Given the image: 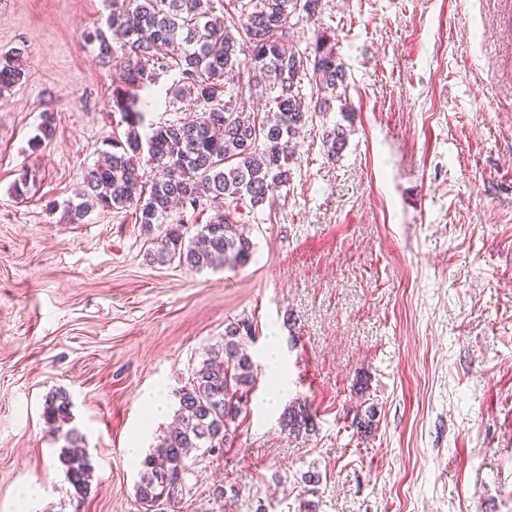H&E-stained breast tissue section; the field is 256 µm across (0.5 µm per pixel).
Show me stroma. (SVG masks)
<instances>
[{"mask_svg":"<svg viewBox=\"0 0 512 512\" xmlns=\"http://www.w3.org/2000/svg\"><path fill=\"white\" fill-rule=\"evenodd\" d=\"M108 14L0 5V53L24 69L0 94V512L73 510L43 418L59 389L95 465L82 512H139L128 444L157 445L241 318L258 382L232 446L189 459L178 512H512V0H329L297 19L294 43L328 36L345 65L349 142L333 162L304 129L273 205L237 211L249 264L202 271L154 260L164 225L63 219L125 130L120 75L84 41ZM272 339L288 392L270 409ZM297 402L315 428L293 435ZM220 485L234 494L214 498Z\"/></svg>","mask_w":512,"mask_h":512,"instance_id":"35a3bbf8","label":"stroma"}]
</instances>
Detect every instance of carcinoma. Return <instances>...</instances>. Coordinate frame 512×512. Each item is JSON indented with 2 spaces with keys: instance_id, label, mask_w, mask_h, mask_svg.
I'll return each instance as SVG.
<instances>
[{
  "instance_id": "1",
  "label": "carcinoma",
  "mask_w": 512,
  "mask_h": 512,
  "mask_svg": "<svg viewBox=\"0 0 512 512\" xmlns=\"http://www.w3.org/2000/svg\"><path fill=\"white\" fill-rule=\"evenodd\" d=\"M324 0H228L224 16H209L201 0H112L106 27L84 34L98 59L122 72L125 87L112 98L126 124L123 138L101 153L83 176L79 202L65 204L63 218L81 224L94 210H131L146 230L167 225L157 259L195 270L244 267L252 243L238 231L229 207L249 202L251 209L273 202L291 181L294 140L315 116L345 96L346 73L330 40L321 36L304 48L289 44L293 19L323 13ZM178 77L174 96L196 111L195 118L155 127L147 138L143 94L158 89L162 75ZM19 54L0 55V94L20 84ZM271 107L263 116L247 109L252 99ZM343 121L322 126L326 155L343 150L351 112ZM146 161L152 176L139 173ZM227 207L195 234L173 217V208L197 209L209 199ZM254 334L240 319L224 329V345L212 349L179 394L178 423L141 460L137 498L143 512L169 504L164 475H182L191 451H213L232 443L235 421L248 402L258 366L241 343ZM72 402L63 390L45 400L43 417L60 434L58 459L71 487L73 512L91 492L94 465L82 449V435L69 426ZM284 429L300 434L314 428L308 407L297 403L282 419Z\"/></svg>"
}]
</instances>
